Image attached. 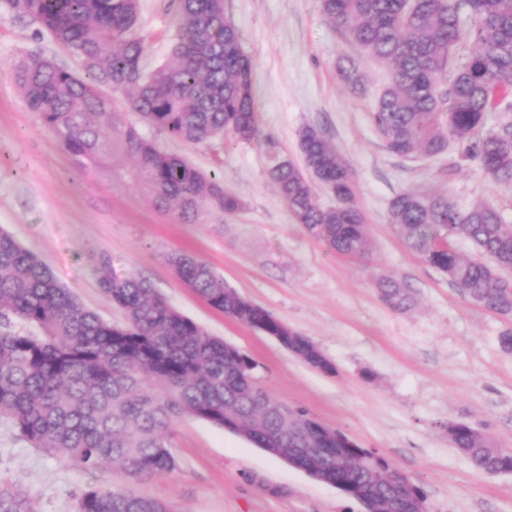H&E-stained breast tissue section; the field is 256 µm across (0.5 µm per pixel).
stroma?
<instances>
[{"label":"stroma","mask_w":512,"mask_h":512,"mask_svg":"<svg viewBox=\"0 0 512 512\" xmlns=\"http://www.w3.org/2000/svg\"><path fill=\"white\" fill-rule=\"evenodd\" d=\"M225 8L256 61L260 141H174L141 123L122 93L112 95L124 122L196 168L220 173L240 201L235 212L210 207L185 224L131 181L124 156L81 167L28 108L14 80L26 56L51 57L80 76L85 70L31 18L0 6V228L109 322L124 316L98 284L97 258L108 256L117 277L145 278L178 311L255 360L258 383L279 400L388 457L422 487L427 512H512V474L476 470L446 430L465 422L512 448V353L498 343L512 331V316L465 299L388 222L391 198L413 189L448 193L461 206L487 203L512 224V189L494 184L454 145L434 157L389 153L371 120L389 68L330 23L320 0H225ZM138 33L146 68L168 60L176 0H139ZM349 59L358 66L352 84L339 75ZM306 126L320 129L349 166L371 234L369 258L336 254L309 235L266 174L273 151L302 164ZM175 250L204 260L225 284L311 339L334 372L310 368L211 307L168 266ZM379 275L406 282L414 305L385 303L374 285ZM167 446L176 468L130 485L169 512H361L336 488L206 421L179 419ZM108 478L32 447L0 423V481L20 483L35 512H76L79 491Z\"/></svg>","instance_id":"1"}]
</instances>
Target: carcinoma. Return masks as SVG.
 Masks as SVG:
<instances>
[{"label": "carcinoma", "instance_id": "carcinoma-1", "mask_svg": "<svg viewBox=\"0 0 512 512\" xmlns=\"http://www.w3.org/2000/svg\"><path fill=\"white\" fill-rule=\"evenodd\" d=\"M35 21L84 63L91 81L32 55L15 73L30 109L63 149L85 165L119 150L136 159L131 178L183 223L212 206L234 212L239 200L223 179L145 141L124 124L98 85L127 96L128 108L173 139L211 142L260 137L255 59L225 13L224 0H179V34L170 59L150 73L137 34L138 0H4ZM328 20L363 53L389 65L373 123L390 153L435 156L455 143L491 179L512 187V120L486 129L494 106L512 111V0H322ZM307 178L290 160L270 155L269 177L295 222L342 255L371 247L347 164L313 126L299 134ZM336 197L318 203L312 180ZM388 220L406 246L448 277L473 303L512 315V224L482 203L460 208L446 193L404 190ZM469 241L478 257L457 247ZM174 275L225 316L268 336L311 368L331 363L307 337L224 284L203 260L167 256ZM99 285L125 321L112 324L57 284L49 268L0 229V422L33 447L89 472L139 479L176 468L166 432L179 418L205 420L333 486L363 512H418L420 487L385 456L362 448L302 407L260 386L257 364L173 308L145 279L112 275L97 261ZM382 299L410 307L412 290L381 277ZM452 445L489 474H512V449L495 446L466 423L447 427ZM0 512H33L21 486L0 484ZM77 512H168L167 505L125 484L90 485Z\"/></svg>", "mask_w": 512, "mask_h": 512}]
</instances>
